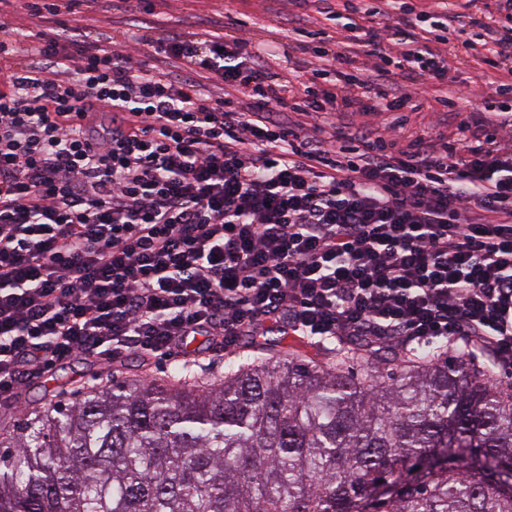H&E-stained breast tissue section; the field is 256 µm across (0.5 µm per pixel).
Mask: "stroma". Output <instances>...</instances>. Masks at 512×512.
I'll use <instances>...</instances> for the list:
<instances>
[{"mask_svg":"<svg viewBox=\"0 0 512 512\" xmlns=\"http://www.w3.org/2000/svg\"><path fill=\"white\" fill-rule=\"evenodd\" d=\"M154 3L155 26L185 33L204 31L242 40L260 49L287 42L296 27L326 31L338 42L345 38L340 22L326 19L320 13L318 0H308L300 7L289 4L288 0H154ZM69 23L102 42L117 43L133 53L139 51L140 40L145 36L144 31L133 27L129 13L110 7L108 0H98L86 11L70 16ZM449 64L446 83L423 80L412 85L418 109L411 113L402 130L404 139L416 136L433 139L441 134L452 138L462 120L467 121L470 133L480 135L494 112L504 106L512 108V95L501 96L495 92L501 74L467 57H450ZM444 96L457 99L461 114L443 111L440 99ZM184 361L185 356L180 352L149 366L137 357L127 356L114 363L110 373L104 374L89 361L69 360L31 380L23 390L21 404L31 407L55 399L62 385L71 391L99 384L111 376L161 377Z\"/></svg>","mask_w":512,"mask_h":512,"instance_id":"35a3bbf8","label":"stroma"}]
</instances>
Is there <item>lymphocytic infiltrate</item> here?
Listing matches in <instances>:
<instances>
[{"mask_svg":"<svg viewBox=\"0 0 512 512\" xmlns=\"http://www.w3.org/2000/svg\"><path fill=\"white\" fill-rule=\"evenodd\" d=\"M366 78L270 73L243 41L159 31L145 57L76 28L21 52L0 16V406L72 358L111 364L245 336L465 340L512 371V113L477 139L403 141L407 83L445 82L447 12L432 43L407 0H344ZM479 28L510 75L512 23ZM252 104L215 98L201 76ZM368 97L366 118L331 114ZM291 119H279L281 108Z\"/></svg>","mask_w":512,"mask_h":512,"instance_id":"obj_1","label":"lymphocytic infiltrate"}]
</instances>
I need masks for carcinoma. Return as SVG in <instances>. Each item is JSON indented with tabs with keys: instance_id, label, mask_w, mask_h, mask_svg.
I'll use <instances>...</instances> for the list:
<instances>
[{
	"instance_id": "obj_1",
	"label": "carcinoma",
	"mask_w": 512,
	"mask_h": 512,
	"mask_svg": "<svg viewBox=\"0 0 512 512\" xmlns=\"http://www.w3.org/2000/svg\"><path fill=\"white\" fill-rule=\"evenodd\" d=\"M465 349L109 380L0 419V512H512V392Z\"/></svg>"
}]
</instances>
